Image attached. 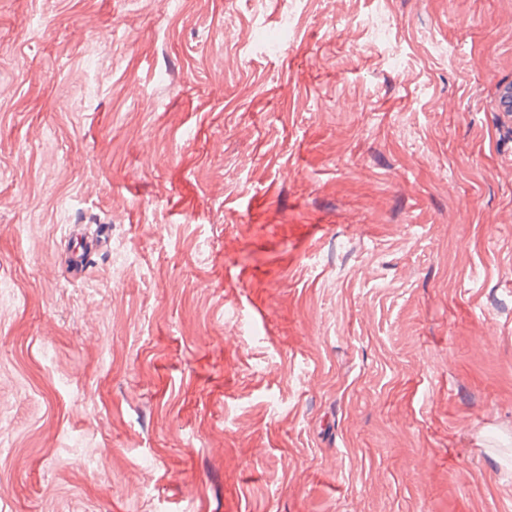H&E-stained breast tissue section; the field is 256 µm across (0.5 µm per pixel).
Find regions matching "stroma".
<instances>
[{"label":"stroma","instance_id":"stroma-1","mask_svg":"<svg viewBox=\"0 0 512 512\" xmlns=\"http://www.w3.org/2000/svg\"><path fill=\"white\" fill-rule=\"evenodd\" d=\"M503 83L512 0H0V512H512ZM107 241L106 239L90 240L88 237H82L74 243V250L72 252L73 275L78 276L82 273L85 259L91 256L92 253L100 251L104 248Z\"/></svg>","mask_w":512,"mask_h":512}]
</instances>
